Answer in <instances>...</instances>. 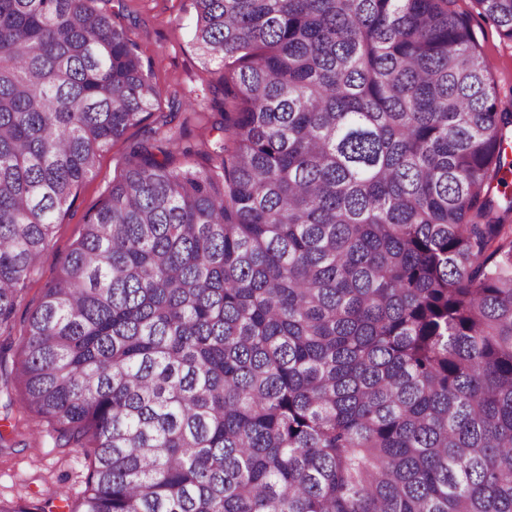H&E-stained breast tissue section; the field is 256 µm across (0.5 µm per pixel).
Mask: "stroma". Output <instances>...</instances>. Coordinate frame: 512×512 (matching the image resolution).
<instances>
[{
	"mask_svg": "<svg viewBox=\"0 0 512 512\" xmlns=\"http://www.w3.org/2000/svg\"><path fill=\"white\" fill-rule=\"evenodd\" d=\"M456 6L470 16L478 46L492 64L491 83L501 95H512V42L482 17L474 0H457ZM108 8L120 13L123 24L135 32L159 98L143 123L130 127L123 139L100 153L74 205L59 217L52 245L42 255L17 310L13 344L0 353V391L4 393L15 390V343L27 318L46 283L57 275L85 214L101 202L113 176L123 167L128 144L156 139L167 130L199 149L220 118L212 90L224 72L196 47L192 0H110ZM0 435L6 440L5 447H0V501L34 505L42 512H59L63 506L72 510L78 505L85 487L84 449L58 446L53 425L16 402L8 406L0 400Z\"/></svg>",
	"mask_w": 512,
	"mask_h": 512,
	"instance_id": "35a3bbf8",
	"label": "stroma"
}]
</instances>
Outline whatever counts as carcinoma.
I'll list each match as a JSON object with an SVG mask.
<instances>
[{
  "mask_svg": "<svg viewBox=\"0 0 512 512\" xmlns=\"http://www.w3.org/2000/svg\"><path fill=\"white\" fill-rule=\"evenodd\" d=\"M98 2L0 0V336L159 97ZM455 4L193 0L219 135L129 146L19 343L74 512H512V103Z\"/></svg>",
  "mask_w": 512,
  "mask_h": 512,
  "instance_id": "cac0c4a2",
  "label": "carcinoma"
}]
</instances>
